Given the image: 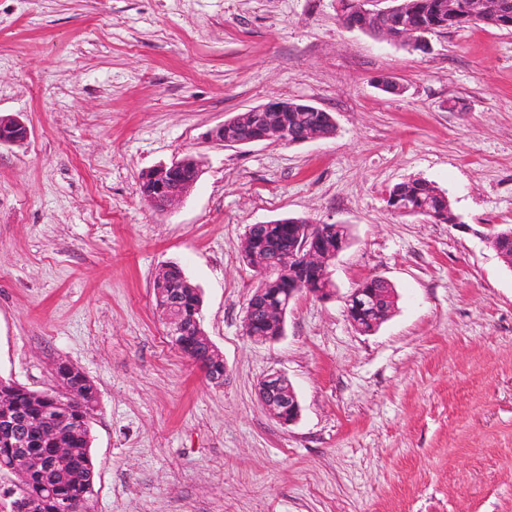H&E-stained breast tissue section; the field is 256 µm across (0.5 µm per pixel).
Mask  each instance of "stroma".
I'll return each instance as SVG.
<instances>
[{
    "label": "stroma",
    "mask_w": 512,
    "mask_h": 512,
    "mask_svg": "<svg viewBox=\"0 0 512 512\" xmlns=\"http://www.w3.org/2000/svg\"><path fill=\"white\" fill-rule=\"evenodd\" d=\"M400 84L390 94L381 80ZM273 98L330 112L332 137L221 146ZM0 377L97 389L90 512H512V31L443 30L427 52L346 29L336 0H0ZM191 154L168 213L143 171ZM458 218L390 212L398 183ZM343 224L332 299L301 294L275 341L246 335L251 225ZM178 263L224 359L210 383L172 346L153 280ZM381 276L391 316L362 333L344 298ZM294 388L281 424L258 387ZM30 137V129L18 119L0 116V145L24 143ZM261 387L258 393L264 409L281 424L293 423L299 415L300 405L288 379L276 372L268 375L261 382Z\"/></svg>",
    "instance_id": "35a3bbf8"
}]
</instances>
